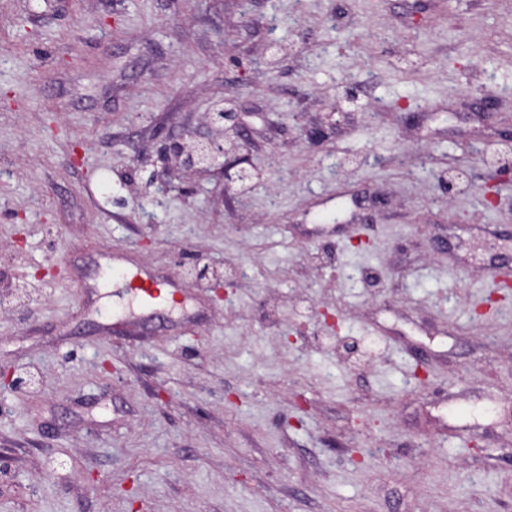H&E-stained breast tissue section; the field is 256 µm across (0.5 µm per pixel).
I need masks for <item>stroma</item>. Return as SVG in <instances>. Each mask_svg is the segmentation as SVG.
<instances>
[{"mask_svg": "<svg viewBox=\"0 0 512 512\" xmlns=\"http://www.w3.org/2000/svg\"><path fill=\"white\" fill-rule=\"evenodd\" d=\"M504 271L512 0H0V512H512ZM190 142L194 144L191 147ZM168 150L170 154H185L184 162L189 166L197 167L198 174L224 168V144L218 138L210 137L203 140L177 138L169 143ZM125 288L131 299L144 307H154L165 301L162 288L146 272L143 276H130L126 280Z\"/></svg>", "mask_w": 512, "mask_h": 512, "instance_id": "stroma-1", "label": "stroma"}]
</instances>
